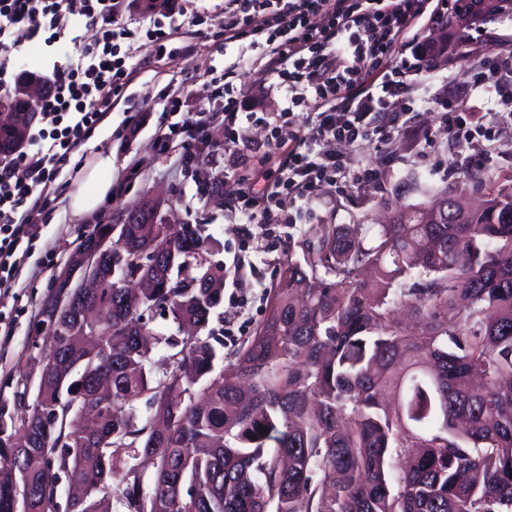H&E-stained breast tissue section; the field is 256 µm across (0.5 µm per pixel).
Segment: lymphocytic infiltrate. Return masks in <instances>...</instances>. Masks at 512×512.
Masks as SVG:
<instances>
[{"instance_id": "lymphocytic-infiltrate-1", "label": "lymphocytic infiltrate", "mask_w": 512, "mask_h": 512, "mask_svg": "<svg viewBox=\"0 0 512 512\" xmlns=\"http://www.w3.org/2000/svg\"><path fill=\"white\" fill-rule=\"evenodd\" d=\"M428 2L225 0V44L264 36L266 62L240 85L231 81L232 68H225L224 126L231 132L252 119L263 95L275 89L286 99L277 120L289 129L275 142L281 155L276 179L259 192L242 184L229 192L240 216L239 234H247L259 217L281 223L286 197L311 204L340 172L338 153H310L308 138L352 145L373 136L384 142L399 131L402 111H413L417 87L434 68L429 45L418 41L414 29L426 15L436 24L448 21L447 8L432 9ZM120 14L121 0H82L77 10L65 0H0V92L18 83L11 66L18 45L10 39L17 27L48 48L42 76L51 85L25 144L0 157V289L13 288L31 256L33 230L49 218L52 185L132 80L134 71L118 45L128 35L116 23ZM97 23L103 27L102 46L81 44L77 28ZM405 46L411 59L400 56ZM309 101L316 123L306 136L294 126L298 107ZM491 103L512 112V52L495 54L475 69L468 97L443 101L448 132L459 145L471 143L483 126L480 112Z\"/></svg>"}]
</instances>
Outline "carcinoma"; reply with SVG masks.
<instances>
[{
  "label": "carcinoma",
  "mask_w": 512,
  "mask_h": 512,
  "mask_svg": "<svg viewBox=\"0 0 512 512\" xmlns=\"http://www.w3.org/2000/svg\"><path fill=\"white\" fill-rule=\"evenodd\" d=\"M486 9L452 0L436 62L464 60L458 20ZM468 182L485 196L468 212L432 214L451 189L417 181L405 194L420 202L380 199L391 222L368 245L345 224L309 228L304 261L283 263L264 319L227 354L209 327L224 274L206 225L159 239L143 202L101 255L112 312H60L34 398L0 410V512L28 484L32 512H69L64 478L83 484L77 512H111L115 486L128 512H512V177ZM146 248L162 262L136 288ZM155 313L206 335L158 333Z\"/></svg>",
  "instance_id": "cac0c4a2"
}]
</instances>
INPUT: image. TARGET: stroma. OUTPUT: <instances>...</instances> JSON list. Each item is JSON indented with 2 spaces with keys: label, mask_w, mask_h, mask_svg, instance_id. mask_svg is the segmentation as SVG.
<instances>
[{
  "label": "stroma",
  "mask_w": 512,
  "mask_h": 512,
  "mask_svg": "<svg viewBox=\"0 0 512 512\" xmlns=\"http://www.w3.org/2000/svg\"><path fill=\"white\" fill-rule=\"evenodd\" d=\"M195 24H181L178 34L167 42L166 52L147 36L154 23L163 21L167 9L145 8L144 0H133L122 11L130 34L121 43L126 61L136 69L127 89L126 108H115L81 147L72 163L91 162L99 152L112 155V188L90 213L74 216L68 206L80 183L72 171L68 186L59 188L48 225L35 231V252L24 265L19 281L8 294H0V405L12 407L16 391L29 379L34 357L46 352V340L33 327L44 304L54 292L56 277L69 265L80 242L98 224L115 223L127 208L151 197H163L182 223L205 224L217 245L213 262L226 266L245 259L241 284H227L220 313L230 322L232 336L224 341L225 351L240 346L262 321L269 290L287 258H301L297 243L303 233L317 224H348L364 232L380 213L381 198L396 197L400 184L418 174L431 186L450 185L468 189L467 172L481 170L501 179L512 175V116L486 113L484 124L490 137L478 136L466 146L458 145L448 133L445 116L437 103L440 88L462 93L470 88L471 67L482 64L494 52L512 50V22L489 23L471 33L481 53L470 64L436 67L418 91V110L389 143L363 141L342 150L344 183L323 189L319 200L307 208L288 205L290 220L269 224L255 219L248 236L236 231L238 219L227 203V191L236 186L249 169L261 166L274 153V132L268 122L283 107L280 93L265 98L262 119L252 122L247 136L236 144L224 143V100L216 83L206 77L209 68L223 70L234 62L237 47L221 50L217 35L224 24V0H196ZM178 93L182 111L204 108L213 112L204 129V141L189 148L166 144L160 139L164 125L179 121L182 112H168L169 93ZM138 113L137 124L126 123L127 110ZM238 157V165H225V153ZM210 179L215 188L200 192L197 184ZM54 242L53 253H45V242Z\"/></svg>",
  "instance_id": "obj_1"
}]
</instances>
